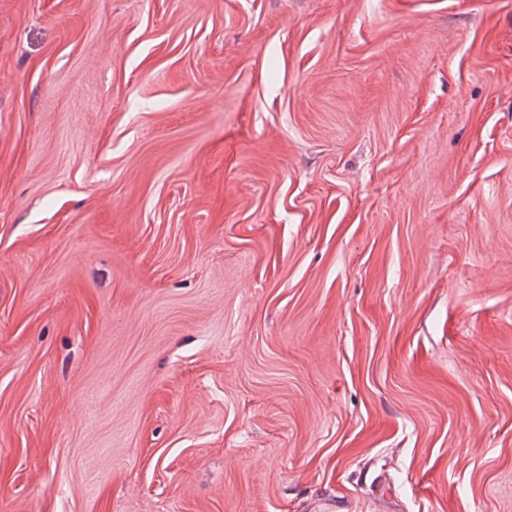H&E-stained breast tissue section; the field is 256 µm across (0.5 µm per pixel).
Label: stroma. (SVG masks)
Returning <instances> with one entry per match:
<instances>
[{
	"mask_svg": "<svg viewBox=\"0 0 512 512\" xmlns=\"http://www.w3.org/2000/svg\"><path fill=\"white\" fill-rule=\"evenodd\" d=\"M512 512V0H0V512Z\"/></svg>",
	"mask_w": 512,
	"mask_h": 512,
	"instance_id": "35a3bbf8",
	"label": "stroma"
}]
</instances>
